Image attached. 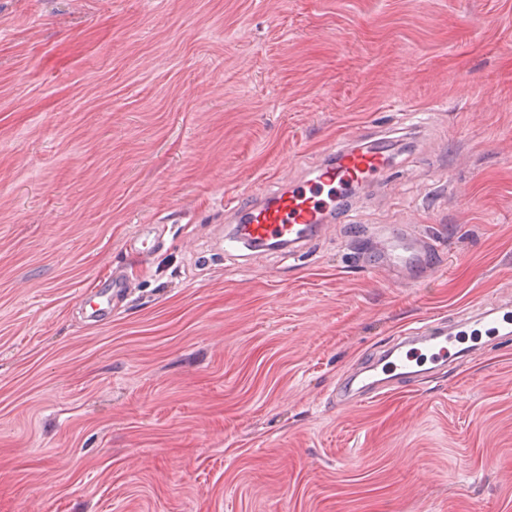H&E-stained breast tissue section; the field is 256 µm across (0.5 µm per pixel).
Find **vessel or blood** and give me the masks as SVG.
<instances>
[{
  "label": "vessel or blood",
  "instance_id": "vessel-or-blood-1",
  "mask_svg": "<svg viewBox=\"0 0 512 512\" xmlns=\"http://www.w3.org/2000/svg\"><path fill=\"white\" fill-rule=\"evenodd\" d=\"M387 162L383 156L345 144L330 147L327 157L309 171L308 177L290 182L287 188L272 191L257 189L247 200H226L235 229L232 242L253 253L268 250L271 243L284 242L291 255H301L312 233L326 224L336 204L369 180H383ZM431 250L401 238H390L386 246L387 264L405 274L427 277L433 272L428 258ZM126 287L118 277L90 300L91 316L104 319L112 314V300ZM500 309L486 305L459 312L455 328L420 327L397 336L395 343L380 356L379 380L367 386L369 395L385 393L391 384L416 382L418 373L435 371L456 358L454 341L458 333L481 326L498 329Z\"/></svg>",
  "mask_w": 512,
  "mask_h": 512
}]
</instances>
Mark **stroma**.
Returning <instances> with one entry per match:
<instances>
[{"instance_id":"obj_1","label":"stroma","mask_w":512,"mask_h":512,"mask_svg":"<svg viewBox=\"0 0 512 512\" xmlns=\"http://www.w3.org/2000/svg\"><path fill=\"white\" fill-rule=\"evenodd\" d=\"M357 135L390 139L387 178L301 257L226 250L227 198ZM390 229L438 271L367 269ZM491 302L512 0H0V512H512V341L342 397L401 331ZM107 288H112V294L104 287L100 289L89 301L91 313L89 317L95 319H104L112 315V300L120 295L126 288L125 282L118 277H112Z\"/></svg>"}]
</instances>
